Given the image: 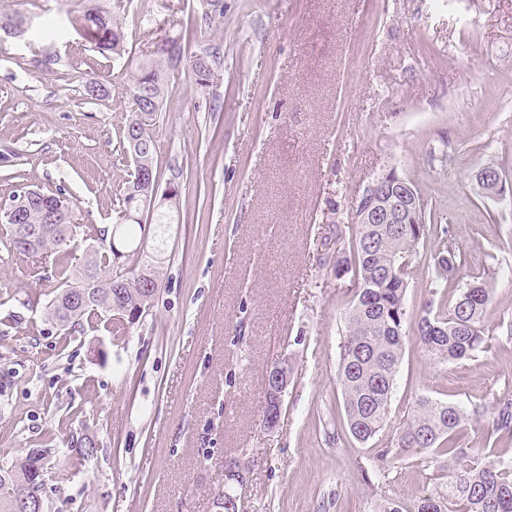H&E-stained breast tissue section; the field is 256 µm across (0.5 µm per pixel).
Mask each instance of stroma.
Masks as SVG:
<instances>
[{
	"instance_id": "1",
	"label": "stroma",
	"mask_w": 512,
	"mask_h": 512,
	"mask_svg": "<svg viewBox=\"0 0 512 512\" xmlns=\"http://www.w3.org/2000/svg\"><path fill=\"white\" fill-rule=\"evenodd\" d=\"M94 6L120 21L124 55L77 30ZM17 14L24 34L0 35V204L59 187L77 224H116L132 170L129 59L179 36L186 54L214 56L220 79L170 77L154 136L162 180L180 173L179 213L145 224L163 263L127 335H63L45 319L51 258L0 247V467L41 455L47 512H220L228 457L246 476L239 512H375L387 498L411 512L444 488L447 469L425 454L383 478L372 457L419 397L468 409V448L512 399V206L474 190L486 164L512 189V0H0V16ZM99 72L112 84L92 100ZM392 169L465 246L461 280L487 276L485 340L456 363L422 351L413 318L434 271L432 244L418 247L387 425L338 444L353 288L334 265L359 197ZM281 359L290 380L270 429L265 375ZM86 436L94 455L58 476L55 459Z\"/></svg>"
}]
</instances>
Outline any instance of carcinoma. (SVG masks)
Here are the masks:
<instances>
[{
    "mask_svg": "<svg viewBox=\"0 0 512 512\" xmlns=\"http://www.w3.org/2000/svg\"><path fill=\"white\" fill-rule=\"evenodd\" d=\"M83 37L101 53L118 54L124 51L121 28L112 15L98 8L88 10L81 19ZM165 44L179 47L174 55L158 46L141 60H132L124 74L123 89L132 103L128 123L144 117L139 111L137 95L145 90L164 98L170 73L179 64L191 72L196 84L208 87L214 79L213 67L201 68L199 56L184 57L180 39L168 37ZM123 150L130 154L136 168L147 165L160 176L155 164V139H149L132 152L129 128H124ZM22 203L23 223L38 228L45 223L48 212L67 202L60 191L27 189L16 197ZM123 222L116 225L115 236L132 246L134 264H121L123 255L115 252L102 230L88 226L82 230L88 240L96 242L92 257L83 270L73 269L69 243L62 231L37 234L34 252L52 255L55 295L46 308V319L66 335L82 332L98 322H108L112 334L127 330L126 322L117 317L118 302L112 294L114 285L124 288V302L129 309L149 311L155 294L143 291L135 272L145 268L154 279L160 277L157 255H147L143 246L133 244L132 224H141L147 207L144 194L126 187ZM434 216L427 205L420 208L416 224H362L352 219L353 257H340L336 266L345 265L354 279L353 302L344 318L339 342L337 380L340 387L344 421L336 440L350 438L361 444L373 439L384 427L392 401L398 368L404 349V326L408 313L405 294L409 265L405 262L419 244L434 240L431 253L435 282L440 288L455 281L467 255L460 244L448 236L447 229L432 223ZM87 294L88 303L77 310L71 306L69 293ZM492 289L482 276L458 290L454 302L433 309L425 304L416 323V340L430 358L454 363L475 357L484 342V317L491 302ZM467 417L464 408L456 403L441 402L429 397L417 399L414 409L391 445L377 450L374 458L385 466L388 461L404 454L428 450L435 457L448 458L446 490L423 495L415 512H512V464L490 461L472 448L456 441L461 424ZM512 428V402L499 403L487 430L486 442L504 430ZM94 446L82 439L75 452L58 458L55 469L64 475L81 460L93 455ZM44 469L42 458L30 456L6 470H0V512H12L15 495L25 493L42 496L44 483L32 484L31 469Z\"/></svg>",
    "mask_w": 512,
    "mask_h": 512,
    "instance_id": "obj_1",
    "label": "carcinoma"
}]
</instances>
